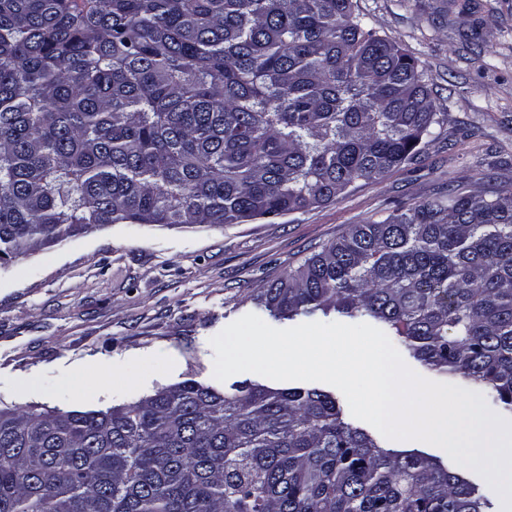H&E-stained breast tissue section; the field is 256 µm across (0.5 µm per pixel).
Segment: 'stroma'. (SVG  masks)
<instances>
[{
    "label": "stroma",
    "mask_w": 512,
    "mask_h": 512,
    "mask_svg": "<svg viewBox=\"0 0 512 512\" xmlns=\"http://www.w3.org/2000/svg\"><path fill=\"white\" fill-rule=\"evenodd\" d=\"M423 71L443 118L416 162L333 201L244 224H111L0 266V407L124 406L195 380L219 390L212 337L301 261L443 194L512 189V0H357Z\"/></svg>",
    "instance_id": "stroma-1"
}]
</instances>
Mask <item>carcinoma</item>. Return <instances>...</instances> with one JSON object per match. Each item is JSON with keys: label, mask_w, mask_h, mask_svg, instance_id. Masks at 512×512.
Returning a JSON list of instances; mask_svg holds the SVG:
<instances>
[{"label": "carcinoma", "mask_w": 512, "mask_h": 512, "mask_svg": "<svg viewBox=\"0 0 512 512\" xmlns=\"http://www.w3.org/2000/svg\"><path fill=\"white\" fill-rule=\"evenodd\" d=\"M441 123L353 0H0V262L109 224H242L417 159ZM381 322L512 412V191L352 224L253 298ZM317 388L197 381L105 411L0 408V512H487Z\"/></svg>", "instance_id": "1"}]
</instances>
